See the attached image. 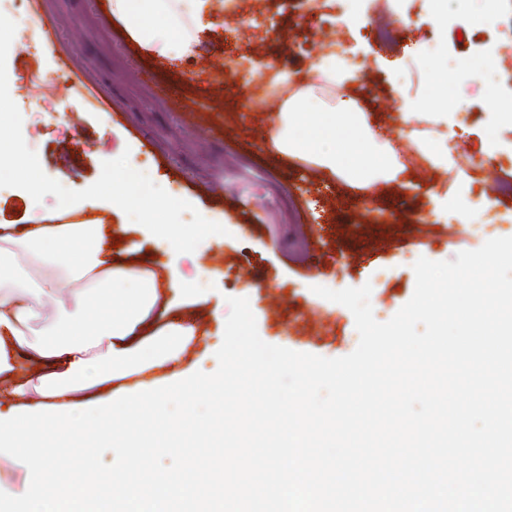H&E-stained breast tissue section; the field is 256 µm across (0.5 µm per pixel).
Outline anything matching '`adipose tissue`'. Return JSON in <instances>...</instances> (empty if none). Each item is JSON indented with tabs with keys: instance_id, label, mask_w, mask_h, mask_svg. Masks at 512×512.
I'll return each instance as SVG.
<instances>
[{
	"instance_id": "adipose-tissue-1",
	"label": "adipose tissue",
	"mask_w": 512,
	"mask_h": 512,
	"mask_svg": "<svg viewBox=\"0 0 512 512\" xmlns=\"http://www.w3.org/2000/svg\"><path fill=\"white\" fill-rule=\"evenodd\" d=\"M207 3L112 0V17L146 51L174 62L190 52ZM281 118V151L363 187L402 174L392 147L377 141L355 100L324 108L308 85L283 101ZM103 190L146 213L140 232L167 253L185 256L214 229L205 219L177 223L178 202L133 168H113ZM84 207L68 203V224L43 216L0 225L1 414L14 406L86 403L185 371L186 350L203 333L195 309L207 298L204 290L180 274L158 283L151 267L114 249L106 225L84 218ZM46 304L55 310V329L32 336Z\"/></svg>"
}]
</instances>
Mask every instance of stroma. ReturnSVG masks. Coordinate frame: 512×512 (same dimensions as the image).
I'll list each match as a JSON object with an SVG mask.
<instances>
[{
  "label": "stroma",
  "instance_id": "obj_1",
  "mask_svg": "<svg viewBox=\"0 0 512 512\" xmlns=\"http://www.w3.org/2000/svg\"><path fill=\"white\" fill-rule=\"evenodd\" d=\"M111 0H48L24 4L30 50L0 51V79L9 86V133L39 159L51 188L35 198L0 185V224H28L49 209L65 216V200L101 198L89 217L127 224L100 188L113 160L147 168L156 185L194 216L216 223L214 235L181 260L183 274L199 276L209 296L196 309L215 327L225 297L250 301L267 343L326 358L350 354L359 342L352 313L312 291L371 284L377 321H388L413 295L418 258L455 260L495 237L512 236V122L500 119L512 99V0H210L208 23L179 62L156 58L113 19ZM251 26L237 34L224 26L230 13ZM352 78L320 89L324 104L355 99L370 129L390 138L397 154L419 141L450 150L448 165L419 156L402 180L370 189L312 161L279 152L278 115L257 114L252 101L271 78L291 75L290 90L313 68L331 41ZM245 61L224 64L226 47ZM492 57L491 84L459 82L465 65ZM38 68L64 75L71 88L59 121L80 113L76 134L58 137L37 123L21 75ZM446 77L450 92L431 85ZM419 113L405 124L402 115ZM271 175L294 196L297 221L284 220L262 177Z\"/></svg>",
  "mask_w": 512,
  "mask_h": 512
}]
</instances>
